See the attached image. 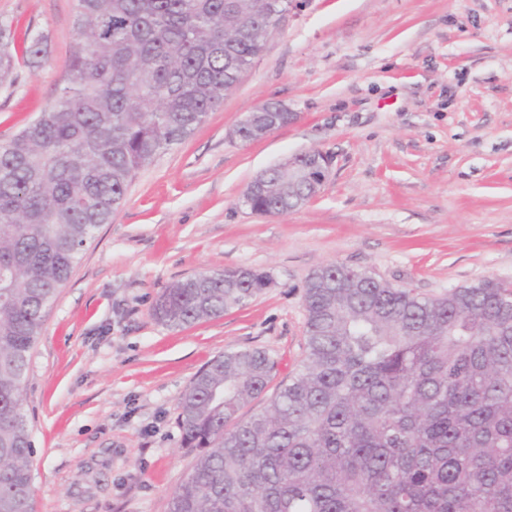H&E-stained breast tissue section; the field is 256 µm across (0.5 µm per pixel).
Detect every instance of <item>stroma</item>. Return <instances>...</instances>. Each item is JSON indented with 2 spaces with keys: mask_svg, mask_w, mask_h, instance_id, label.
<instances>
[{
  "mask_svg": "<svg viewBox=\"0 0 512 512\" xmlns=\"http://www.w3.org/2000/svg\"><path fill=\"white\" fill-rule=\"evenodd\" d=\"M0 21L47 38L0 85L4 142L54 102L77 35L73 0H0ZM269 100L296 120L236 138ZM312 149L331 165L308 204H242ZM331 262L427 297L512 283V0H290L223 106L137 173L45 317L23 385L35 512H167L194 463L177 423L191 379L224 350L265 348L288 380L306 279ZM237 267L271 282L218 319H155L174 281Z\"/></svg>",
  "mask_w": 512,
  "mask_h": 512,
  "instance_id": "1",
  "label": "stroma"
}]
</instances>
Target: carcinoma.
<instances>
[{"mask_svg": "<svg viewBox=\"0 0 512 512\" xmlns=\"http://www.w3.org/2000/svg\"><path fill=\"white\" fill-rule=\"evenodd\" d=\"M69 77L40 117L0 143V512H35L21 392L31 351L81 251L140 169L191 137L262 53L288 0H74ZM25 63L46 52L25 36ZM0 23V85L19 59ZM270 123L265 109L234 130ZM245 191L288 212V175ZM269 282L206 270L157 298L164 325L224 316ZM305 356L247 418L279 361L230 349L192 379L177 422L193 467L168 512H512V285L484 279L423 297L369 272L306 280Z\"/></svg>", "mask_w": 512, "mask_h": 512, "instance_id": "obj_1", "label": "carcinoma"}]
</instances>
